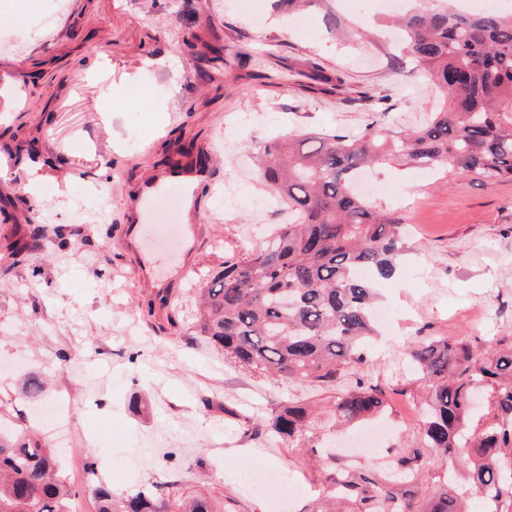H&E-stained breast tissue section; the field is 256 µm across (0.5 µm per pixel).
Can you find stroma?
<instances>
[{
	"label": "stroma",
	"instance_id": "35a3bbf8",
	"mask_svg": "<svg viewBox=\"0 0 512 512\" xmlns=\"http://www.w3.org/2000/svg\"><path fill=\"white\" fill-rule=\"evenodd\" d=\"M181 2L63 0L45 29L53 0H0V139L11 145L0 151V397L28 410L37 376L66 401L68 435H41L66 452L75 512L94 510L83 487L92 453L116 494L185 471V491L233 498L238 512H281L280 494L247 493L228 469L283 470L299 488L288 512H310L330 474L372 459L329 455L341 433L324 418L297 447L247 426L291 398L329 403L353 378L316 388L242 368L197 334L196 292L279 222L253 214V199L270 194L254 173L266 144L308 130L415 129L442 93L399 45L343 35L355 20L344 9L331 26L317 9L279 19L271 0H191L186 14ZM314 63L329 84L310 79ZM180 145L196 148L187 164L205 165L206 187L186 192L169 177ZM373 179L401 190L402 203L381 205L405 226L399 273L379 285L392 316L363 366L389 402L390 456L423 414L424 384L405 356L413 340L512 336V181L396 164ZM156 181L166 188L145 223L153 241L137 244L127 228ZM232 181L239 202L228 209ZM30 223L70 231L71 247L47 242L10 267ZM103 427L111 449L82 445Z\"/></svg>",
	"mask_w": 512,
	"mask_h": 512
}]
</instances>
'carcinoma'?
<instances>
[{"instance_id":"carcinoma-1","label":"carcinoma","mask_w":512,"mask_h":512,"mask_svg":"<svg viewBox=\"0 0 512 512\" xmlns=\"http://www.w3.org/2000/svg\"><path fill=\"white\" fill-rule=\"evenodd\" d=\"M398 24L408 53L443 90L444 106L407 132L357 139L310 132L265 146L259 178L288 210V222L261 248L224 262L202 289L200 335L254 372L329 387L365 363L377 282L395 276L405 246L394 213L356 191L360 169L402 160L487 184L512 180V15L466 16L436 0H415ZM408 356L428 401L419 435L395 456L404 481L382 469L349 468L331 479L333 498L344 512H473L446 478L419 496L422 461L434 456L493 504L491 512H512V344L423 336ZM482 390L488 412L472 432ZM385 408V391L359 376L328 411L336 422L356 425ZM312 412L291 401L260 429L294 442ZM24 420L20 413L0 423V512H70L79 491L62 473L57 449L23 431ZM96 465L89 456L85 487L96 512H234L227 501L187 494L167 480L118 496L101 483Z\"/></svg>"}]
</instances>
